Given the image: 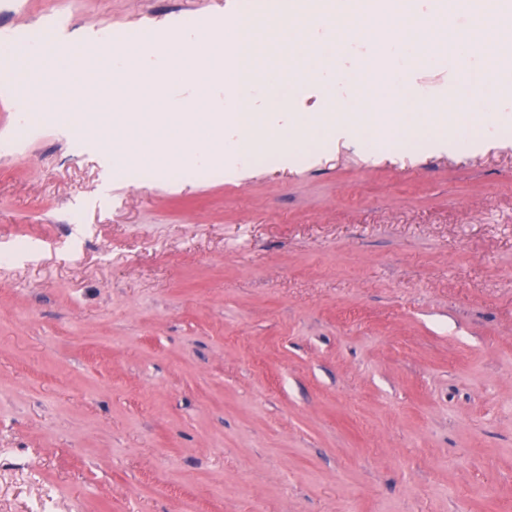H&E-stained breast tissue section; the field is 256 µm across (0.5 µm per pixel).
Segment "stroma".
I'll return each instance as SVG.
<instances>
[{
	"mask_svg": "<svg viewBox=\"0 0 512 512\" xmlns=\"http://www.w3.org/2000/svg\"><path fill=\"white\" fill-rule=\"evenodd\" d=\"M230 0H0V65L47 26L49 51L0 84V512H512V12L449 56L413 44L416 141L331 142L366 119L368 43L321 46L328 0L252 21L246 106L259 150L294 166L231 182L187 164L111 178L56 113L14 132L18 99L79 84V34ZM444 153L427 150L433 135Z\"/></svg>",
	"mask_w": 512,
	"mask_h": 512,
	"instance_id": "35a3bbf8",
	"label": "stroma"
}]
</instances>
